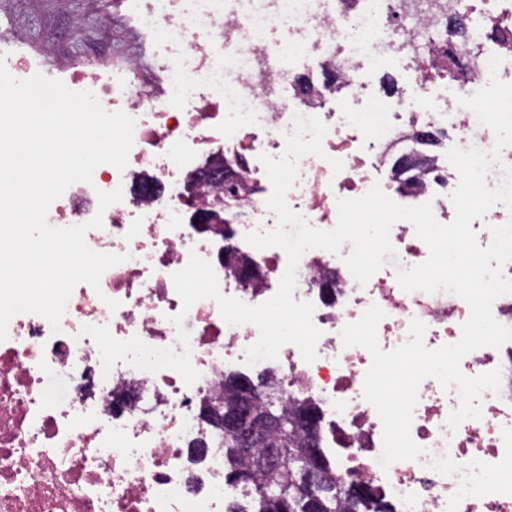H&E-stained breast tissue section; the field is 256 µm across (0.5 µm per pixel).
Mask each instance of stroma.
Wrapping results in <instances>:
<instances>
[{"mask_svg": "<svg viewBox=\"0 0 512 512\" xmlns=\"http://www.w3.org/2000/svg\"><path fill=\"white\" fill-rule=\"evenodd\" d=\"M8 18L27 42H57L72 57L96 54L120 61L135 57L148 64L156 50L152 36L138 21L122 15L116 0L91 10L87 0H0V18Z\"/></svg>", "mask_w": 512, "mask_h": 512, "instance_id": "obj_1", "label": "stroma"}]
</instances>
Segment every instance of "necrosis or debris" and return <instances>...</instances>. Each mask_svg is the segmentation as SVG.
<instances>
[{
  "label": "necrosis or debris",
  "instance_id": "obj_1",
  "mask_svg": "<svg viewBox=\"0 0 512 512\" xmlns=\"http://www.w3.org/2000/svg\"><path fill=\"white\" fill-rule=\"evenodd\" d=\"M123 2L163 48L153 70L134 59L78 63L59 46L0 34L14 78L60 77L136 121L126 168L98 166L47 213L56 228L102 213L86 243L125 262L106 270L99 288L78 284L59 327L21 313L0 342V512H225L232 490L224 434L202 409L223 394L225 374L260 377L273 367L287 403L317 409L319 444L340 474L364 479L388 512H512V342L461 361L468 376L502 372L500 389L479 396L481 418L450 428L458 389L426 379L410 429L423 455L386 469L378 461L382 422L363 396L371 355L343 346L340 330L376 305L385 313L377 327L383 351L405 343L415 319L434 349L456 343L470 316L456 295L401 288L399 269L429 256L410 222L392 226L395 254L363 286L344 263L350 244L303 254L293 298L313 304L322 332L310 363L287 344L276 361L247 364L258 328L228 325L212 299L183 310L172 281L195 254L212 264L224 296L258 305L276 293L284 251L255 248L245 236L276 226L258 156H282L297 114L328 128L324 157H301L286 194L311 226L333 229L338 200L376 184L398 204L431 203L437 221L451 223L458 174L447 151L488 152L496 143L458 100L488 83L494 55L502 59L495 75L512 83V0ZM450 63L463 80L440 77ZM422 131L431 142L418 141ZM333 158L343 162L340 173ZM116 189L121 201L99 210L98 192ZM181 312L185 343L170 321ZM86 325L189 353L199 377L189 386L174 370L121 361L104 371ZM201 442L208 450L195 454Z\"/></svg>",
  "mask_w": 512,
  "mask_h": 512
}]
</instances>
